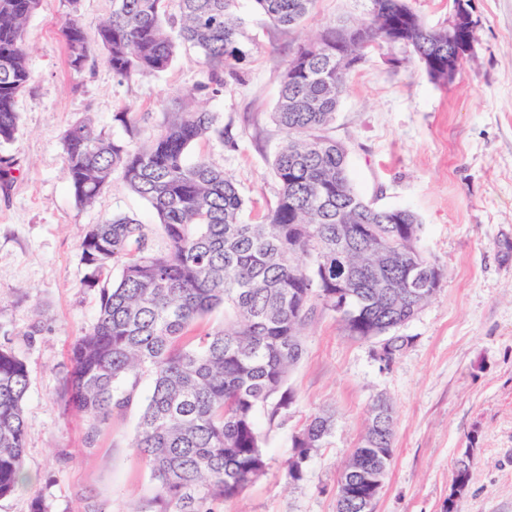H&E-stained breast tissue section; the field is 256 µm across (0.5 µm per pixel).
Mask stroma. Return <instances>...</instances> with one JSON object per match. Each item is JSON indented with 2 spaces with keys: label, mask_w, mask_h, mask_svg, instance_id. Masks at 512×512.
<instances>
[{
  "label": "stroma",
  "mask_w": 512,
  "mask_h": 512,
  "mask_svg": "<svg viewBox=\"0 0 512 512\" xmlns=\"http://www.w3.org/2000/svg\"><path fill=\"white\" fill-rule=\"evenodd\" d=\"M475 52L448 85L434 83L411 48L383 46L351 74L327 133L348 149V171L369 202L416 213L420 244L442 269L435 294L400 329L409 347L391 364L377 345L351 337L335 313L316 311L289 385L295 401L270 434L267 467L218 512H336V486L360 443L377 396L394 410V456L373 512H446L451 464L475 451L460 512H512V0H471ZM370 0H317L293 30L274 26L242 0L245 56L222 92L197 91L203 57L179 47L171 66L132 81L114 77L103 56L83 71L65 63L64 0H42L28 21L26 46L35 81L20 96V131L7 152L17 162L0 187V344L25 361L27 480L0 499V512H151L155 483L132 439L149 393L142 380L132 405L113 410L87 440L83 417L63 414L58 391L69 349L93 324L98 293L83 287L80 242L89 225L127 215L151 225L148 246L165 239L150 205L113 175L88 208L70 191L61 136L91 119L105 137L141 143L166 112L193 101L216 113L231 138H211L190 157L223 166L254 222L274 207L272 174L283 136L272 121L285 63L298 43L344 19H365ZM136 112L134 133L115 116ZM333 414L335 432L291 483V437L315 413Z\"/></svg>",
  "instance_id": "1"
}]
</instances>
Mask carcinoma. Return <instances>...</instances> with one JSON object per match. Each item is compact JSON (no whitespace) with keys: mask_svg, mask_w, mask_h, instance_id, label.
I'll list each match as a JSON object with an SVG mask.
<instances>
[{"mask_svg":"<svg viewBox=\"0 0 512 512\" xmlns=\"http://www.w3.org/2000/svg\"><path fill=\"white\" fill-rule=\"evenodd\" d=\"M40 2L0 0V148L19 132L18 98L34 80L25 25ZM238 2L112 0L93 45L79 0H67V64L80 71L99 49L115 77L132 81L165 71L189 44L205 67L195 90L218 93L244 55ZM250 2L274 24L297 29L317 0ZM382 43L411 47L427 76L448 85V29L428 25L408 0H371L368 19L329 27L315 46L299 44L273 112L284 135L272 163L278 198L254 223L242 221L245 199L223 167L205 156L188 159L197 142L224 141L211 112H169L155 137L133 146L97 133L89 119L63 133L75 203L92 205L118 171L150 204L166 238L165 251L150 250L146 225L122 215L87 230L84 286L98 289V314L74 341L61 388L64 409L87 416L91 439L112 409L132 401L141 379H151L132 447L157 484L163 512H214L211 505L237 497L264 472L269 431L293 403L289 377L317 309L335 313L349 335L386 344L387 366L411 344L396 330L419 307L396 283L434 288L439 270L420 246L421 221L408 209L366 201L349 176L346 147L325 135L351 71ZM110 269L118 278L101 282ZM219 307L224 326L198 331ZM28 387L24 360L0 344V499L23 480ZM334 426L322 412L291 437L290 481L303 479ZM358 452L393 460V434L366 428ZM472 467L453 463L452 488L464 495Z\"/></svg>","mask_w":512,"mask_h":512,"instance_id":"obj_1","label":"carcinoma"}]
</instances>
